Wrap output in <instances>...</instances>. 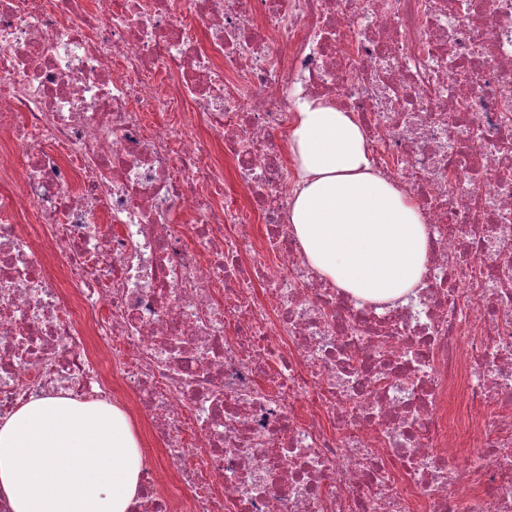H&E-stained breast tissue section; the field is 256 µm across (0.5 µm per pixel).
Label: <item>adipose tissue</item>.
Wrapping results in <instances>:
<instances>
[{"label":"adipose tissue","mask_w":512,"mask_h":512,"mask_svg":"<svg viewBox=\"0 0 512 512\" xmlns=\"http://www.w3.org/2000/svg\"><path fill=\"white\" fill-rule=\"evenodd\" d=\"M288 222L311 267L354 296L405 297L426 272L428 235L413 199L374 168L353 113L300 104L288 139ZM142 452L126 412L64 392L0 422V494L12 512H129Z\"/></svg>","instance_id":"adipose-tissue-1"}]
</instances>
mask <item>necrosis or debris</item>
Returning a JSON list of instances; mask_svg holds the SVG:
<instances>
[{"instance_id": "necrosis-or-debris-1", "label": "necrosis or debris", "mask_w": 512, "mask_h": 512, "mask_svg": "<svg viewBox=\"0 0 512 512\" xmlns=\"http://www.w3.org/2000/svg\"><path fill=\"white\" fill-rule=\"evenodd\" d=\"M311 98L425 217L406 300L304 261ZM59 391L146 415L131 512H512V0H0V420Z\"/></svg>"}]
</instances>
